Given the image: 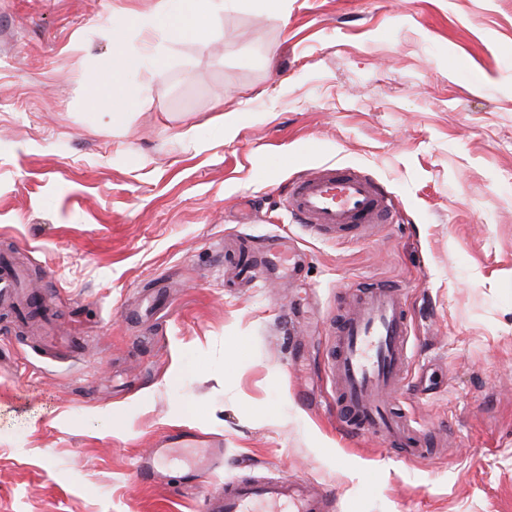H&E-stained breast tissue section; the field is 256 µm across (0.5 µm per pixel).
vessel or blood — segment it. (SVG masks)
Instances as JSON below:
<instances>
[{
	"label": "vessel or blood",
	"instance_id": "b4317fda",
	"mask_svg": "<svg viewBox=\"0 0 512 512\" xmlns=\"http://www.w3.org/2000/svg\"><path fill=\"white\" fill-rule=\"evenodd\" d=\"M290 223L324 239L365 235L371 225L397 218L395 197L377 179L359 168L317 164L292 180L282 195ZM290 266L294 256L276 240L258 251L250 272L264 279L269 259ZM23 279L9 258L0 259V302L13 304ZM334 344L329 368L335 378L336 423L351 439L373 435L398 446L410 457H428L433 441L417 421L390 407L388 396L403 386L414 354L411 322L402 285L386 281L359 283L349 311L333 322ZM202 449L194 472L206 474L224 463V441L187 428L167 430L138 460L146 482L167 479L163 461L170 449ZM205 512H334L335 501L309 483L285 478L242 477L226 482L204 502Z\"/></svg>",
	"mask_w": 512,
	"mask_h": 512
}]
</instances>
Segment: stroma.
Here are the masks:
<instances>
[{"mask_svg":"<svg viewBox=\"0 0 512 512\" xmlns=\"http://www.w3.org/2000/svg\"><path fill=\"white\" fill-rule=\"evenodd\" d=\"M223 2L207 33L155 40L160 0H0V245L83 338L47 354L0 315V512H204L244 475L318 484L335 512H512V0ZM122 48L114 122L85 79ZM313 163L385 183L400 223H288L280 190ZM272 229L297 267L254 288L239 241ZM367 279L406 289L393 399L445 454L336 427L329 323ZM170 427L223 438V466L142 482Z\"/></svg>","mask_w":512,"mask_h":512,"instance_id":"stroma-1","label":"stroma"}]
</instances>
